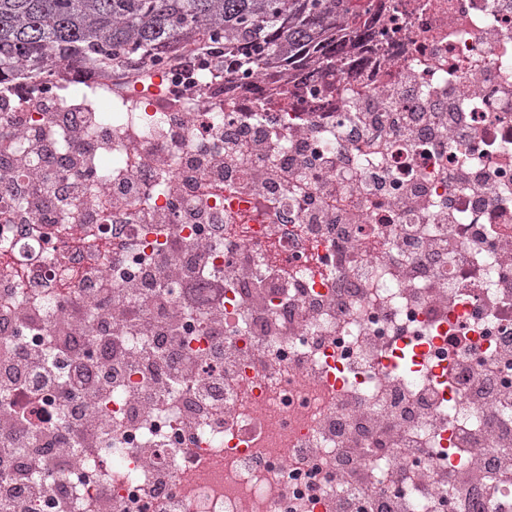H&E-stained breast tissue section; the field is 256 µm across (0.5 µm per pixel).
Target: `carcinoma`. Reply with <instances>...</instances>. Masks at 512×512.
I'll return each instance as SVG.
<instances>
[{
	"label": "carcinoma",
	"instance_id": "1",
	"mask_svg": "<svg viewBox=\"0 0 512 512\" xmlns=\"http://www.w3.org/2000/svg\"><path fill=\"white\" fill-rule=\"evenodd\" d=\"M369 0H0V79L20 66L90 61L101 69L135 54L161 64V50L224 45L243 69L318 55L336 66L345 35L365 34Z\"/></svg>",
	"mask_w": 512,
	"mask_h": 512
}]
</instances>
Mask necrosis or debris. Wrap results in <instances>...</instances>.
Here are the masks:
<instances>
[{
    "instance_id": "1",
    "label": "necrosis or debris",
    "mask_w": 512,
    "mask_h": 512,
    "mask_svg": "<svg viewBox=\"0 0 512 512\" xmlns=\"http://www.w3.org/2000/svg\"><path fill=\"white\" fill-rule=\"evenodd\" d=\"M373 2L0 83V512H512V0Z\"/></svg>"
}]
</instances>
